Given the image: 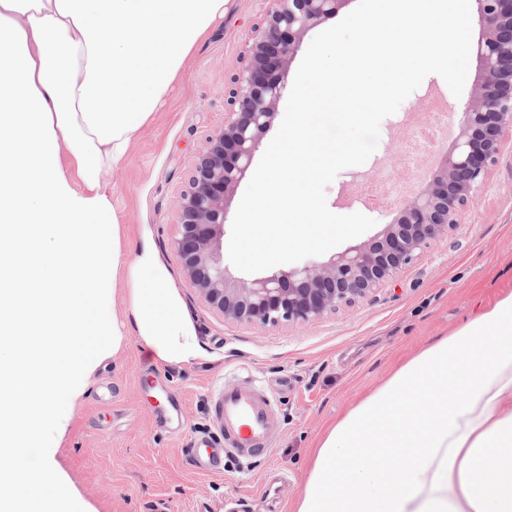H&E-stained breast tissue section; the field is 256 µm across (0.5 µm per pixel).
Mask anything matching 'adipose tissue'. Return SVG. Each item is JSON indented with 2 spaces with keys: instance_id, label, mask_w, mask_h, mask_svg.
I'll return each instance as SVG.
<instances>
[{
  "instance_id": "1",
  "label": "adipose tissue",
  "mask_w": 512,
  "mask_h": 512,
  "mask_svg": "<svg viewBox=\"0 0 512 512\" xmlns=\"http://www.w3.org/2000/svg\"><path fill=\"white\" fill-rule=\"evenodd\" d=\"M223 14L0 0V512H94L55 456L129 336L153 363L205 354L151 239L122 252L110 175ZM312 456L290 512H512V292L405 360Z\"/></svg>"
}]
</instances>
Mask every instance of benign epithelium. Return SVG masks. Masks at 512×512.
I'll return each instance as SVG.
<instances>
[{"label":"benign epithelium","mask_w":512,"mask_h":512,"mask_svg":"<svg viewBox=\"0 0 512 512\" xmlns=\"http://www.w3.org/2000/svg\"><path fill=\"white\" fill-rule=\"evenodd\" d=\"M251 56L234 78L224 123L213 130L179 197L175 255L190 287L227 322L311 323L390 281L448 233L512 129V0H477L482 34L472 44L480 84L461 112L454 152L408 200L385 236L363 249L237 286L224 267L226 199L251 166L284 91L293 44L336 14L343 0H274Z\"/></svg>","instance_id":"benign-epithelium-1"}]
</instances>
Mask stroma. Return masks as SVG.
<instances>
[{
  "mask_svg": "<svg viewBox=\"0 0 512 512\" xmlns=\"http://www.w3.org/2000/svg\"><path fill=\"white\" fill-rule=\"evenodd\" d=\"M272 0H226L217 20L149 123L112 169V203L122 247L149 234L206 351L191 365L145 361L137 338L99 375L77 409L56 459L95 512H286L310 466L315 436L379 384L390 369L469 315L512 291V135L458 224L354 305L309 324L262 326L225 321L190 288L175 256L178 197L207 135L230 111L232 80L247 62ZM470 62L461 96L426 77L380 125L375 152L326 188L338 215L363 212L365 183L407 165L403 140L421 126L435 98L460 113L479 80ZM272 395L278 432L268 452L243 460L225 452L216 473L196 469L194 442H223L217 402L225 382Z\"/></svg>",
  "mask_w": 512,
  "mask_h": 512,
  "instance_id": "1",
  "label": "stroma"
}]
</instances>
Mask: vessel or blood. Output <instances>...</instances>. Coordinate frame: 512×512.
Instances as JSON below:
<instances>
[{"instance_id": "obj_1", "label": "vessel or blood", "mask_w": 512, "mask_h": 512, "mask_svg": "<svg viewBox=\"0 0 512 512\" xmlns=\"http://www.w3.org/2000/svg\"><path fill=\"white\" fill-rule=\"evenodd\" d=\"M219 421L224 445L196 457V467L216 471L221 467L225 448H232L244 458L267 452L270 437L277 427L272 399L264 393L245 394L234 385H225L218 401Z\"/></svg>"}]
</instances>
